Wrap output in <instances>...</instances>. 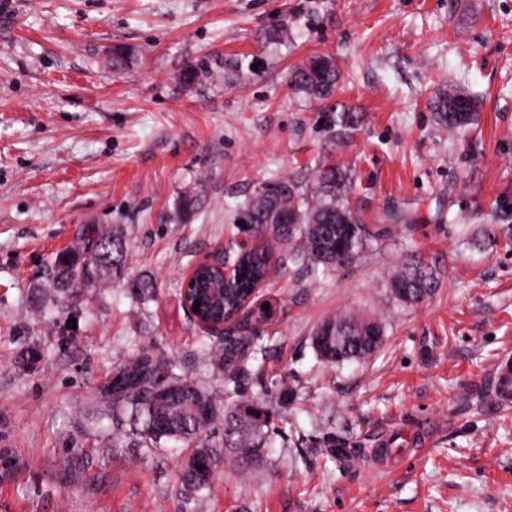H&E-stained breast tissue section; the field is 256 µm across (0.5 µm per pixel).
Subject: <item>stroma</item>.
Wrapping results in <instances>:
<instances>
[{"instance_id": "35a3bbf8", "label": "stroma", "mask_w": 512, "mask_h": 512, "mask_svg": "<svg viewBox=\"0 0 512 512\" xmlns=\"http://www.w3.org/2000/svg\"><path fill=\"white\" fill-rule=\"evenodd\" d=\"M115 45L134 54L118 72ZM326 53L333 96L294 95L291 70ZM446 86L479 103L454 137L431 109ZM340 108L363 116L342 147ZM323 158L353 170L363 223L411 222L330 277L265 283L268 356L240 393L272 411L270 444L243 474L212 423L211 487L187 497L191 446L140 448L101 388L146 351L228 404L182 282L248 238L232 209L258 183ZM185 193L200 207L184 224ZM85 224L123 237V275L38 298ZM410 258L439 285L406 308L384 280ZM138 279L153 297L129 292ZM339 312L384 322L369 359L317 358L313 331ZM509 360L512 0H0V512H512Z\"/></svg>"}]
</instances>
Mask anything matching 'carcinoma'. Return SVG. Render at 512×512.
<instances>
[{
    "label": "carcinoma",
    "instance_id": "carcinoma-1",
    "mask_svg": "<svg viewBox=\"0 0 512 512\" xmlns=\"http://www.w3.org/2000/svg\"><path fill=\"white\" fill-rule=\"evenodd\" d=\"M339 71L330 55H320L296 67L290 88L296 94L323 100L336 90ZM437 122L453 136L477 120L476 102L464 91L450 86L440 89L432 101ZM354 176L340 166L318 165L313 179L303 184L294 176L262 182L241 205V217L260 237H272L284 247L282 253L265 245L235 255L237 279L233 287L218 296L211 289L219 285L216 272L202 266L194 287L200 289L201 310L212 320L235 315L249 300L253 288L289 261L306 265L328 277L340 268L355 264L379 238L377 231L354 214L348 196L353 193ZM198 208V199L183 194L175 202L180 217L188 219ZM127 247L117 236L91 225L82 229L79 251L57 254L49 290L76 296L90 283L97 270L122 272ZM439 277L430 267L413 259L387 273L385 288L390 298L405 306H417L437 288ZM385 332L377 318L338 313L316 329L313 347L326 363H342L368 357L381 344ZM266 356L246 323L224 336L211 350V359L224 374V392L238 393L249 361ZM112 407V420L128 419L142 446L162 447L166 440L197 442L180 476L181 488L189 495L207 489L216 467L211 446L198 440L219 414L215 399L188 380L169 373V365L141 352L118 366L103 387ZM269 414L263 405L240 401L224 407V447L243 448L251 453L264 446Z\"/></svg>",
    "mask_w": 512,
    "mask_h": 512
}]
</instances>
